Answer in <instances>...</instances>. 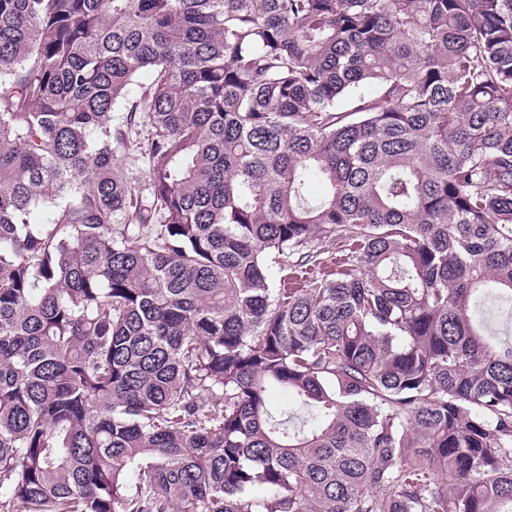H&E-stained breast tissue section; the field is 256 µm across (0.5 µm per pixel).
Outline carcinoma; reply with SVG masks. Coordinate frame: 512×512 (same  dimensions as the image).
I'll list each match as a JSON object with an SVG mask.
<instances>
[{
  "instance_id": "carcinoma-1",
  "label": "carcinoma",
  "mask_w": 512,
  "mask_h": 512,
  "mask_svg": "<svg viewBox=\"0 0 512 512\" xmlns=\"http://www.w3.org/2000/svg\"><path fill=\"white\" fill-rule=\"evenodd\" d=\"M489 298L512 0H0V512H512ZM143 130L140 136L133 135V143L128 151V158L118 164L117 170L123 177L127 178L132 185L143 191L144 194H147L148 191L145 189L148 187V175L144 158V151L147 146L145 138H147V136L145 129Z\"/></svg>"
}]
</instances>
